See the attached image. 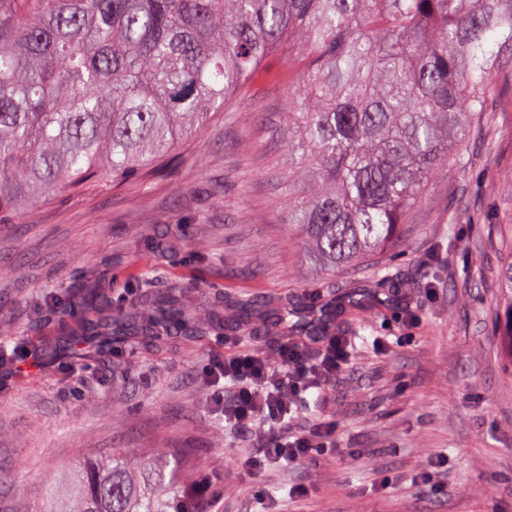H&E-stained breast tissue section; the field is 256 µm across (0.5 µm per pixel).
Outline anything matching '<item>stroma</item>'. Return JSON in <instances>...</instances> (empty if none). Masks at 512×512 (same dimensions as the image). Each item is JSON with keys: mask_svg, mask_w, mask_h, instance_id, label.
Instances as JSON below:
<instances>
[{"mask_svg": "<svg viewBox=\"0 0 512 512\" xmlns=\"http://www.w3.org/2000/svg\"><path fill=\"white\" fill-rule=\"evenodd\" d=\"M303 84L287 51L274 52L224 114L178 145L171 174L66 187L0 224V320L40 360L22 373L0 364V512L19 502L42 512L45 490L69 485L91 456L157 448L182 461L171 494L211 478L209 512H512V359L497 331V272L512 257V79H501L494 120L474 133L463 167L413 211L411 250L340 271L310 262L288 222L287 112ZM476 247L487 257L479 269L469 264ZM434 253L446 272L431 284L424 263ZM151 266L201 301L224 291L307 306L317 295L338 308L352 363L307 392L290 421L297 431L333 424L327 451L256 479L242 460L257 434L215 436L224 421L203 380L208 357L269 356L273 337L147 351L129 340L85 361L45 353L48 341L81 333L68 317L36 319L48 296L128 297ZM383 276L414 283L415 320L369 298L345 307L346 288L366 291ZM438 454L448 460L441 491L418 482Z\"/></svg>", "mask_w": 512, "mask_h": 512, "instance_id": "35a3bbf8", "label": "stroma"}]
</instances>
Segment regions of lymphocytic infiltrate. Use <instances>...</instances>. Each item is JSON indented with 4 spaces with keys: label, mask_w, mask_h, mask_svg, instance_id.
I'll use <instances>...</instances> for the list:
<instances>
[{
    "label": "lymphocytic infiltrate",
    "mask_w": 512,
    "mask_h": 512,
    "mask_svg": "<svg viewBox=\"0 0 512 512\" xmlns=\"http://www.w3.org/2000/svg\"><path fill=\"white\" fill-rule=\"evenodd\" d=\"M351 358L348 338L333 335L315 347L290 338L283 340L274 363L255 350L209 360L204 379L214 391L212 402L225 422L241 432L259 426L269 429L256 454L246 461L249 471L280 461L300 464L324 448L333 434L332 427L292 433L285 417L298 408L308 390L334 380Z\"/></svg>",
    "instance_id": "lymphocytic-infiltrate-1"
}]
</instances>
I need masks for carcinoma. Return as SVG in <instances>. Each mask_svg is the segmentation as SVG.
Listing matches in <instances>:
<instances>
[{"label": "carcinoma", "instance_id": "carcinoma-1", "mask_svg": "<svg viewBox=\"0 0 512 512\" xmlns=\"http://www.w3.org/2000/svg\"><path fill=\"white\" fill-rule=\"evenodd\" d=\"M307 72L288 112V223L335 267L406 246L403 225L437 176L457 168L488 111L497 77L512 74V0H0V218L59 185L120 186L170 158L179 141L224 112L273 50ZM406 284L376 280L383 302ZM512 318V257L498 277ZM59 313L85 317L72 298ZM89 335L135 336L150 349L275 332L325 336L339 326L288 300L237 295L231 315L191 309L147 270L127 305L94 300ZM150 470L141 486L133 471ZM179 459L114 451L85 461L69 490L76 510L170 512L161 493Z\"/></svg>", "mask_w": 512, "mask_h": 512}]
</instances>
